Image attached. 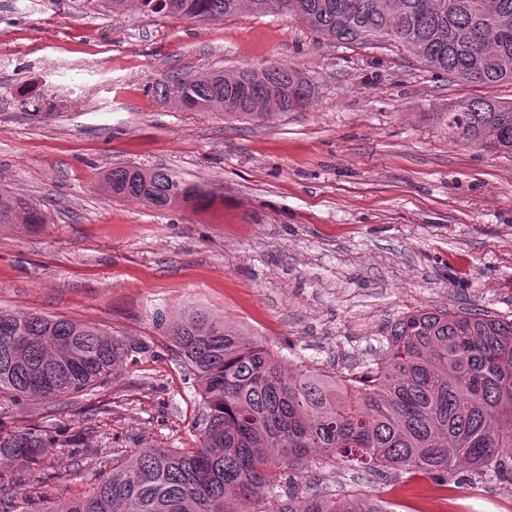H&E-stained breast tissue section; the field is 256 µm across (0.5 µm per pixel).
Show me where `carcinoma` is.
<instances>
[{
  "label": "carcinoma",
  "mask_w": 512,
  "mask_h": 512,
  "mask_svg": "<svg viewBox=\"0 0 512 512\" xmlns=\"http://www.w3.org/2000/svg\"><path fill=\"white\" fill-rule=\"evenodd\" d=\"M272 0H106L114 14L211 21ZM297 17L341 43H394L462 84L512 83V0H293ZM161 98L201 111L234 102L230 117L262 118L306 105L311 85L295 68L271 64L201 72L156 87ZM456 141L512 152V102L471 98L442 113ZM113 197L168 208L170 197L208 196L163 168H117L104 176ZM45 223L29 200L0 192V224ZM172 351L202 399L199 445L144 448L112 468L84 497L39 512H388L381 500L325 486L297 502L291 474L339 462L379 475L418 471L448 488L452 463L512 479V320L417 310L391 325L382 354L354 373L302 369L288 375L267 347L226 320L194 311L168 324ZM150 346L98 326L36 312L0 310V393L53 400L106 384ZM51 437L28 429L0 436V457L25 464Z\"/></svg>",
  "instance_id": "carcinoma-1"
}]
</instances>
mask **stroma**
Returning a JSON list of instances; mask_svg holds the SVG:
<instances>
[{
	"label": "stroma",
	"instance_id": "35a3bbf8",
	"mask_svg": "<svg viewBox=\"0 0 512 512\" xmlns=\"http://www.w3.org/2000/svg\"><path fill=\"white\" fill-rule=\"evenodd\" d=\"M275 63L315 89L309 106L234 120L159 99L156 84ZM472 97L512 101L403 48L358 47L293 15L218 20L115 15L103 0H0V187L46 224L0 225V308L140 339L153 352L89 392L51 403L0 394V435L35 427L53 447L0 464V499L84 496L141 448L199 443L201 397L164 322L204 310L242 326L289 368L348 372L391 325L453 309L512 319V153L452 143L437 112ZM115 167L165 168L214 200L155 209L103 188ZM447 497L314 468L324 486L389 512H512V480L475 478Z\"/></svg>",
	"mask_w": 512,
	"mask_h": 512
}]
</instances>
